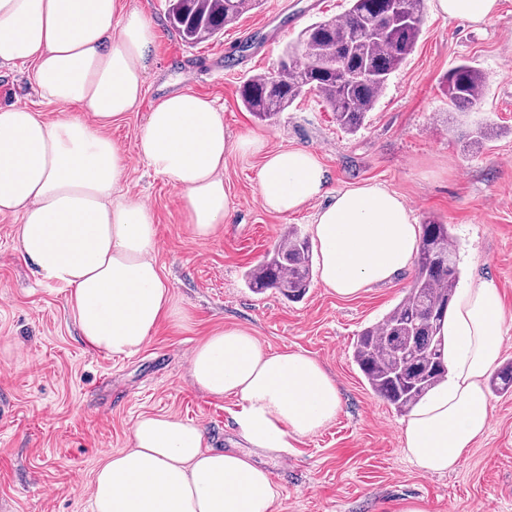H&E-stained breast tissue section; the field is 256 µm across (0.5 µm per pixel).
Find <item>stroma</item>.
I'll list each match as a JSON object with an SVG mask.
<instances>
[{
    "label": "stroma",
    "mask_w": 512,
    "mask_h": 512,
    "mask_svg": "<svg viewBox=\"0 0 512 512\" xmlns=\"http://www.w3.org/2000/svg\"><path fill=\"white\" fill-rule=\"evenodd\" d=\"M128 2L153 22L158 41L141 102L108 134L131 157L122 189L154 212L156 260L190 319L161 323L130 356L88 349L65 288L24 262L15 219L0 217V504L7 512H92L99 463L130 448L131 428L143 414L199 423L215 448L243 447L236 399L212 398L188 376L196 343L238 325L265 350L317 358L341 393L336 421L297 443L291 469L267 460L276 512H393L407 497L421 499L427 512H512V393L490 394V427L457 471L425 474L402 452L403 414L370 391L352 360L354 338L399 302L413 271L351 299L317 279L299 301L271 289L254 292L245 271L288 227L311 234L312 210H266L257 193L260 155H234L224 168L232 215L214 235L199 238L184 222L176 191L135 156L147 112L183 89L215 100L231 131L255 134L266 149L314 151L332 189L374 183L397 193L415 223L435 218L451 226L461 283L485 277L498 285L509 328L501 358L512 360V0H500L497 13L479 24L438 14L434 0H424L414 52L353 134L317 92L273 121L254 117L238 95L244 81L276 68L305 27L342 15L348 0H261L222 35L193 46L171 29L166 0ZM228 50L235 63L222 76L184 78V58L220 59ZM463 62L481 71L485 96L476 106L452 109L443 80ZM15 98L50 117L63 110L41 97L28 69L1 66L0 101ZM479 126L490 135L477 141L470 132Z\"/></svg>",
    "instance_id": "obj_1"
}]
</instances>
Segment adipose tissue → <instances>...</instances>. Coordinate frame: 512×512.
<instances>
[{"mask_svg": "<svg viewBox=\"0 0 512 512\" xmlns=\"http://www.w3.org/2000/svg\"><path fill=\"white\" fill-rule=\"evenodd\" d=\"M153 23L122 0H0V65L29 68L41 95L86 108L46 120L17 101L0 103V215L16 216L21 256L62 285L84 344L111 356L143 346L161 320L188 314L154 260L155 217L121 190L130 158L105 133L144 94L154 54ZM137 155L177 192L187 224L205 238L232 211L224 163L259 153L265 209L301 212L313 201L320 279L352 298L413 263L419 232L405 202L365 183L335 192L306 148L264 152L259 137L232 133L213 101L190 91L148 112ZM506 333L493 280L457 296L444 327L446 380L408 415L402 450L419 471L457 470L490 423L484 379ZM189 374L212 397H236L246 450L215 449L198 424L143 415L129 450L102 459L91 486L93 512H274L278 496L258 455L276 456L319 433L341 410L337 384L303 351L264 350L249 329L213 332L194 347Z\"/></svg>", "mask_w": 512, "mask_h": 512, "instance_id": "obj_1", "label": "adipose tissue"}]
</instances>
